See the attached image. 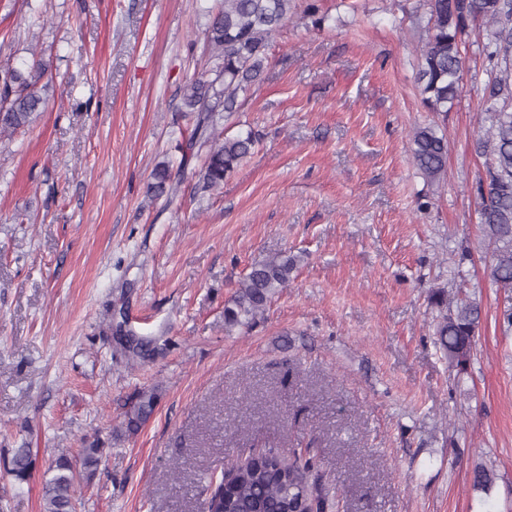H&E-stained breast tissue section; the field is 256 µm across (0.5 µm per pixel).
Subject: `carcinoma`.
<instances>
[{
  "label": "carcinoma",
  "mask_w": 512,
  "mask_h": 512,
  "mask_svg": "<svg viewBox=\"0 0 512 512\" xmlns=\"http://www.w3.org/2000/svg\"><path fill=\"white\" fill-rule=\"evenodd\" d=\"M292 0H224L205 29L211 47L208 74L194 75L181 87V109L195 112L196 141L208 146L197 177L200 192L216 189L258 143L252 130L233 137L217 132L216 114L239 111L259 83L274 35L288 19ZM490 27L480 53L486 63L488 81L483 88V113L489 121L486 133L475 140L474 151L488 158L484 177L476 193L480 226L491 249L486 267L492 286L512 291V0H427L424 25L426 41L417 58V83L422 102L431 112H448L462 93L465 66L462 44L476 22ZM47 65L33 60L24 74L16 69L0 70V133L29 126L45 103L38 89ZM412 156L418 170L432 183L443 180L448 162V138L436 125L414 130ZM147 194L159 198L172 195L181 179L169 165L157 166ZM297 266L293 255L275 254L253 264L238 282L231 304L224 307L227 328L251 324L263 315L272 298L288 286ZM432 303L446 309L436 326L439 349L448 358L456 376L468 374L475 337L481 326V306L475 300H447L444 292L431 295ZM157 393L144 389L126 426L137 428L154 412ZM103 449L91 445L77 459L65 455L48 468L53 476L44 481V512H72L75 469L93 477L101 465ZM32 460L24 451L12 458L11 474L27 478ZM495 474L482 464L473 468L472 488L489 493ZM221 492L209 493V512H327L337 492L315 469L312 460H302L295 449L269 450L238 459L224 469Z\"/></svg>",
  "instance_id": "1"
}]
</instances>
